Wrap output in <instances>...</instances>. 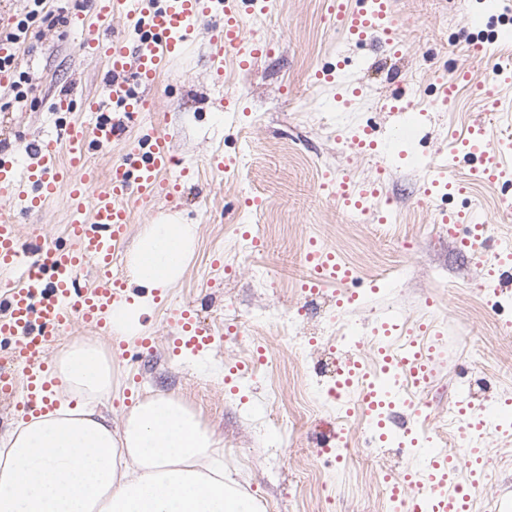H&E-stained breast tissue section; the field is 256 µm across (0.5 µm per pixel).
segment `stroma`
I'll use <instances>...</instances> for the list:
<instances>
[{
	"label": "stroma",
	"mask_w": 512,
	"mask_h": 512,
	"mask_svg": "<svg viewBox=\"0 0 512 512\" xmlns=\"http://www.w3.org/2000/svg\"><path fill=\"white\" fill-rule=\"evenodd\" d=\"M267 6L266 14L247 19L246 31L248 38L271 42V55L242 70L225 53L224 87L215 90L209 49L214 21L206 19L185 54L160 74L153 106L140 117L166 133L175 155L196 171L179 204L153 199L133 206V234L147 224L196 227L194 253L181 278L139 317L140 336L155 339L153 352H141L137 338L119 347L111 336L77 324L50 353L59 356L70 342L86 339L111 359L119 389L102 411L113 427L147 396L181 400L212 434L225 476L257 512H385L384 475L404 465L390 447L375 459L340 462L334 475L322 470L316 455L319 422H336L349 441L362 425L354 415L337 422L335 408L315 401L330 383L314 376L316 361L340 362L349 354L367 365L375 359L365 345L350 353L333 349L322 326L334 318L366 333L376 309L391 307L414 330L430 306L444 311L446 334L437 344L423 421L435 442L455 410L461 369L490 379L512 365V326L473 291L487 280L493 261L459 251L441 222L442 210L472 200L496 235H512V215L501 208L512 194V166L493 183L474 179L467 166L453 167L448 177L458 193L433 195L425 206L422 173L411 162L416 155L440 161L452 133L489 114L482 84L492 83L496 99L512 101V46L490 43L484 55L471 54L469 22L482 12L483 0H394L401 41L396 54L377 37L361 45L347 40L331 16L332 0H267ZM84 38L68 25L31 23L19 49L32 85L19 103L13 90L0 88V151L74 120V113L52 112L60 92L72 87L84 97L102 94L105 69L82 50ZM333 65L334 82L316 83V71ZM456 71L468 78L441 104V82ZM400 89L423 111V133L388 156L381 176L377 157L350 148L348 139L362 125L391 126L396 116L383 105ZM224 95L238 101V111H222ZM217 151L235 158L234 174L210 169ZM345 176L358 183L381 180V193L394 201L391 225L372 213L351 221L334 195L337 179ZM244 196L262 197L266 205L239 211ZM66 219L61 194L42 211L22 215L20 232L65 246ZM247 231L263 241L262 250H246ZM313 240L361 280L378 281L380 292L344 308L336 305V285L306 294L302 258ZM218 254L223 262L217 266ZM184 304L194 306L217 338L209 348L185 347L176 355L168 344L166 309ZM286 309L304 312L290 338L260 320ZM275 415L287 417V425L269 427Z\"/></svg>",
	"instance_id": "stroma-1"
}]
</instances>
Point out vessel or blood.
<instances>
[{
	"instance_id": "obj_1",
	"label": "vessel or blood",
	"mask_w": 512,
	"mask_h": 512,
	"mask_svg": "<svg viewBox=\"0 0 512 512\" xmlns=\"http://www.w3.org/2000/svg\"><path fill=\"white\" fill-rule=\"evenodd\" d=\"M254 0H93L90 13L76 17L88 33L82 43L86 53L102 58L107 69L103 98H85L83 111L90 121L76 120L60 133H34L16 152L0 155V338L12 341L8 356L0 358V399L22 394L16 410L23 416L50 411L48 393L53 384L50 348L54 341L80 323L109 329L122 320L127 300L126 281L114 274L115 261L128 247L132 224L131 204L157 197L177 202L182 180L191 178L179 166L169 139L158 128L144 125L125 155L110 163L106 172L91 165V154L120 140L128 124L151 105L150 90L162 69L179 57L204 18H214V84H224V54L233 52L239 68L247 69L270 51L268 42L247 39L245 17ZM335 17L351 40L364 43L382 33L387 44L399 48L392 0H336ZM122 17L133 40L90 36L95 25ZM387 111L397 113L394 132L412 129L413 115L402 96H392ZM453 162L469 163L473 174L492 181L497 177L496 147L485 122L476 123L463 141L448 145ZM66 192L69 199L67 233L71 248L46 246L44 239L22 242L18 216L35 211ZM376 182L353 183L343 179L336 196L347 208L366 209L377 197ZM442 223L463 245L480 241L489 246L487 225L476 223L474 211H445ZM308 277L304 289L314 290L336 282L341 295L355 301L358 276L337 262L326 248L311 245L304 256ZM175 330V344L201 350L212 344L210 329L186 306L167 312ZM370 346L379 356L383 372L404 375L406 385L393 394L408 406L413 417L421 412L411 403L408 383L430 381L436 356L407 336L384 340L374 336ZM383 403L376 385H369L358 407L367 423H375ZM418 463L385 477L393 497L409 500L412 512H469L473 494L458 484L459 467L473 468L481 449L467 448L463 459L446 455L427 442L415 450Z\"/></svg>"
}]
</instances>
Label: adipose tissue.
I'll return each instance as SVG.
<instances>
[{"mask_svg": "<svg viewBox=\"0 0 512 512\" xmlns=\"http://www.w3.org/2000/svg\"><path fill=\"white\" fill-rule=\"evenodd\" d=\"M195 240L191 224L147 225L128 256L134 283H177ZM56 375L59 407L0 437V512H255L211 467L214 441L179 400L138 401L116 432L97 409L112 393L97 347L66 350Z\"/></svg>", "mask_w": 512, "mask_h": 512, "instance_id": "adipose-tissue-1", "label": "adipose tissue"}]
</instances>
